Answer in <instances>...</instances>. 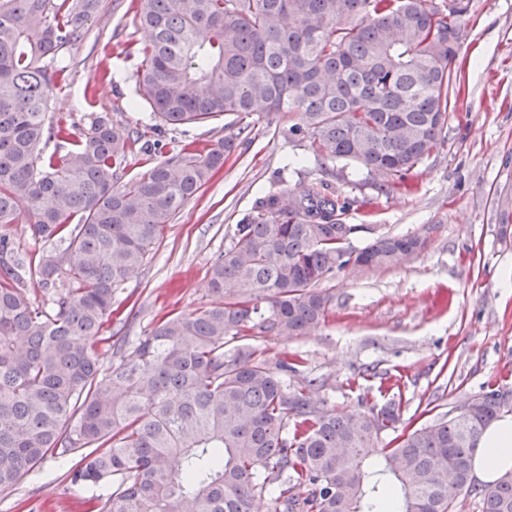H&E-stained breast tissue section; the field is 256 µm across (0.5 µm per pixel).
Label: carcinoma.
<instances>
[{"label":"carcinoma","instance_id":"obj_1","mask_svg":"<svg viewBox=\"0 0 512 512\" xmlns=\"http://www.w3.org/2000/svg\"><path fill=\"white\" fill-rule=\"evenodd\" d=\"M150 40L139 98L154 129L231 115L199 150L163 144L112 121L85 132L48 117L66 82L62 54L82 43L101 0H0V489L58 452L87 450L73 486L121 476L87 512H251L268 485L273 512H512V472L474 483L470 460L505 392L474 394L448 414L399 431L401 403L364 413L326 409L321 381L290 387L286 359L224 348L238 338L300 336L326 322L333 295L318 287L420 253L419 235L380 236L361 249L342 223L352 201L329 180L299 193L272 189L233 229L208 288L221 298L145 332L103 370L95 351L113 300L156 253L177 213L224 166L261 115L314 159L349 160L384 190L440 152L457 97L454 31L471 0H132ZM57 140L63 156H44ZM146 169L125 178L129 155ZM52 248L33 259L14 227ZM68 287L61 288V277ZM37 282L46 300L35 303ZM395 437L384 445L381 436ZM444 469L440 484L431 473Z\"/></svg>","mask_w":512,"mask_h":512}]
</instances>
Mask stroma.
<instances>
[{
  "label": "stroma",
  "mask_w": 512,
  "mask_h": 512,
  "mask_svg": "<svg viewBox=\"0 0 512 512\" xmlns=\"http://www.w3.org/2000/svg\"><path fill=\"white\" fill-rule=\"evenodd\" d=\"M148 37L114 0H103L86 39L66 56L70 74L50 100L51 115L84 130L91 116L107 113L152 135L150 108L133 104L141 59L127 51ZM456 67L461 85L448 141L404 188L382 191L355 166L320 165L278 135V116L257 124L117 294L118 314L97 346L102 367L129 355L161 318L212 302L208 270L279 168L280 190L296 193L324 178L354 198L343 217L358 227L353 247L382 235H422L427 243L400 266L336 274L326 284L334 296L328 323L262 339L265 357L300 360L305 374L322 380L316 398L326 408L398 399L404 420L418 425L483 389L512 391V232L502 233L496 215L498 205L512 204V0H472ZM383 373L391 389L381 388ZM80 460L77 451L47 458L0 490V512H84L90 489L67 485Z\"/></svg>",
  "instance_id": "35a3bbf8"
}]
</instances>
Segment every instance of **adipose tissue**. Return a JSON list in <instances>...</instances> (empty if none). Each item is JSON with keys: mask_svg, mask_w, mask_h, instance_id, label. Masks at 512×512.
Instances as JSON below:
<instances>
[{"mask_svg": "<svg viewBox=\"0 0 512 512\" xmlns=\"http://www.w3.org/2000/svg\"><path fill=\"white\" fill-rule=\"evenodd\" d=\"M471 470L483 483L512 471V416L498 418L486 427L471 459Z\"/></svg>", "mask_w": 512, "mask_h": 512, "instance_id": "obj_1", "label": "adipose tissue"}]
</instances>
